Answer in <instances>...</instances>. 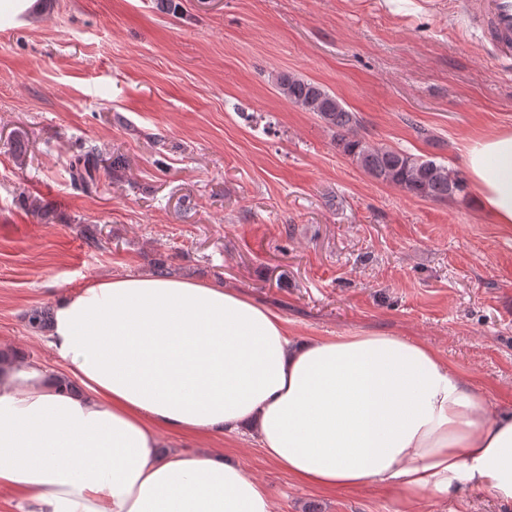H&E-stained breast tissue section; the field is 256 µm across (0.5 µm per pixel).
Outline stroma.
Wrapping results in <instances>:
<instances>
[{"instance_id":"35a3bbf8","label":"stroma","mask_w":512,"mask_h":512,"mask_svg":"<svg viewBox=\"0 0 512 512\" xmlns=\"http://www.w3.org/2000/svg\"><path fill=\"white\" fill-rule=\"evenodd\" d=\"M283 72L342 99L369 142L463 173L472 141L512 130V76L455 0H48L0 29V349L61 370L27 313L165 259L238 288L297 336L419 340L491 411H512V227L472 189L423 200L376 181L280 96ZM86 140L125 162L90 194L68 174ZM86 224L101 249L84 244ZM165 440L233 456L274 512L398 508L376 486L298 485L247 436ZM414 512L512 503L460 489Z\"/></svg>"}]
</instances>
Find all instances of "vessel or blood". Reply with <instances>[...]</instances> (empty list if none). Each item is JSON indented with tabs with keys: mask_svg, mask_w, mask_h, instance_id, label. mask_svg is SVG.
<instances>
[{
	"mask_svg": "<svg viewBox=\"0 0 512 512\" xmlns=\"http://www.w3.org/2000/svg\"><path fill=\"white\" fill-rule=\"evenodd\" d=\"M457 9L503 72L512 71V0H458Z\"/></svg>",
	"mask_w": 512,
	"mask_h": 512,
	"instance_id": "1",
	"label": "vessel or blood"
}]
</instances>
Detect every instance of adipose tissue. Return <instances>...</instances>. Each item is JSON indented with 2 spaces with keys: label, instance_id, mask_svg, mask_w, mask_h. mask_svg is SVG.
<instances>
[{
  "label": "adipose tissue",
  "instance_id": "ef3b65f1",
  "mask_svg": "<svg viewBox=\"0 0 512 512\" xmlns=\"http://www.w3.org/2000/svg\"><path fill=\"white\" fill-rule=\"evenodd\" d=\"M468 172L512 224V131L474 140ZM48 347L63 375L0 361V495L22 512H274L238 462L163 440L243 427L305 487L512 502V412L412 338L295 337L237 289L140 274L59 296Z\"/></svg>",
  "mask_w": 512,
  "mask_h": 512
}]
</instances>
